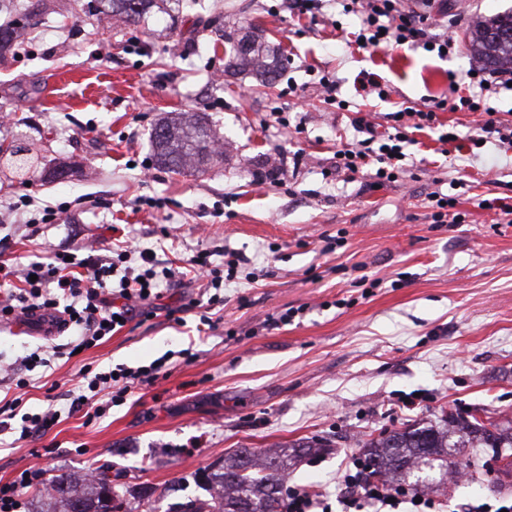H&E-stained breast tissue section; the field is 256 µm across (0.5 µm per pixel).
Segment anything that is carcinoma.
<instances>
[{
    "mask_svg": "<svg viewBox=\"0 0 512 512\" xmlns=\"http://www.w3.org/2000/svg\"><path fill=\"white\" fill-rule=\"evenodd\" d=\"M49 0H28L25 13L0 23V59L16 53L21 32L47 13ZM155 0H88L86 12L110 16L127 24L138 23ZM470 54L488 70L512 73V11L481 16L469 27ZM230 70L249 69L273 80L283 67L282 54L267 49L265 40L246 34L232 47ZM158 166L183 174L200 169L220 153V142L203 116L182 112L180 117L159 125L152 137ZM8 150L7 161L14 171L26 175L33 165L27 144L0 143ZM326 444L319 439L289 445H274L261 453L241 448L224 457L217 466L198 473L197 478L210 499H191L178 504L175 512H286V478L295 463L317 455ZM361 461L371 478H382L391 487L410 493L432 490L434 481H447L450 448H488L500 453L512 448V426L486 418L471 420L448 414L444 426L414 422L384 430L360 441ZM103 467L81 478L55 475L49 480L52 491L44 496L56 504L45 512H121V503L112 493V484Z\"/></svg>",
    "mask_w": 512,
    "mask_h": 512,
    "instance_id": "obj_1",
    "label": "carcinoma"
}]
</instances>
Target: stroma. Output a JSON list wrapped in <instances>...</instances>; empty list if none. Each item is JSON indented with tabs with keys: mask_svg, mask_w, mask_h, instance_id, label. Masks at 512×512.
Returning a JSON list of instances; mask_svg holds the SVG:
<instances>
[{
	"mask_svg": "<svg viewBox=\"0 0 512 512\" xmlns=\"http://www.w3.org/2000/svg\"><path fill=\"white\" fill-rule=\"evenodd\" d=\"M205 2L223 30L194 29V14L175 10L96 33L77 0H56L17 55L0 61V142L25 139L38 166L24 185L0 163V242L18 266L48 246L87 252L109 243L152 249L173 268L200 252L216 264L228 251L246 259L224 285L220 322L202 333L189 306L196 284L176 282L164 301L184 306L182 323L139 316L74 357L71 330L44 335L0 322V420L17 397L21 411L45 409L52 384L72 388L82 365L168 359L167 377L136 385L103 417L76 411L26 439L1 430L0 483L36 463L50 476L107 463L127 512H168L202 496L197 471L235 449L316 437L327 449L288 483L333 503L356 438L451 412L512 418V223L478 206L512 195V147L494 139L473 147L480 114L441 111L435 128L415 132L396 182L375 189L333 167L357 113L382 130L400 106L422 109L448 96L450 82L466 85L475 65L469 23L512 10V0H431V12L459 21L445 58L408 45L347 48L360 16L341 0L316 13L280 9L279 0ZM254 29L285 56L270 85L226 73L211 49ZM363 71L378 75L387 99H362ZM325 72L343 108L324 102ZM190 108L205 113L225 149L177 175L157 166L151 135L167 113ZM446 131L456 141L440 142ZM272 169L281 181L267 179ZM437 189L457 199L465 223L431 222L427 195ZM25 193L34 208L13 210ZM47 204L63 206L57 222L33 223L35 207ZM289 309L293 321L281 324ZM39 348L49 366L26 370L25 356ZM23 376L33 381L24 392L15 387ZM510 496L512 486L471 480L436 500L455 512Z\"/></svg>",
	"mask_w": 512,
	"mask_h": 512,
	"instance_id": "obj_1",
	"label": "stroma"
}]
</instances>
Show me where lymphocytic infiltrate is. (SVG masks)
Instances as JSON below:
<instances>
[{"label": "lymphocytic infiltrate", "instance_id": "obj_1", "mask_svg": "<svg viewBox=\"0 0 512 512\" xmlns=\"http://www.w3.org/2000/svg\"><path fill=\"white\" fill-rule=\"evenodd\" d=\"M353 2L361 15V28L353 39L359 49L411 43L450 51L456 45V20L440 24L431 12L406 8L404 0ZM511 83L512 75L477 69L470 78V95L460 97L454 104L443 98L425 109H399L392 114L394 130L387 134H377L370 122L356 118L354 127L359 138L336 151L337 173L352 179L368 169L375 184L397 181L404 172L400 157L413 144V131L431 127L437 112L447 109L484 114L472 143L493 138L512 144V123L503 120L489 104L492 95ZM159 275L169 281L175 273L168 267L159 268L155 254L148 249L136 253L129 249L112 250L72 260L67 259L65 252L52 250L46 260L33 262L23 271L10 260L0 258L1 282L19 276L27 280L25 288L9 292L0 301V321L35 319L70 327L77 336L78 349L86 350L120 331L133 316L156 315L162 296L155 281ZM165 366L161 359L147 366L104 372L83 365L76 386L66 393L69 408L75 411L83 404H94L96 396L104 390L110 391L111 403L123 402L135 384L156 382ZM342 483L340 501L345 512H398L402 503L410 504L411 512H437L435 501L428 495L411 494L367 479L362 464L354 458L344 469Z\"/></svg>", "mask_w": 512, "mask_h": 512}]
</instances>
